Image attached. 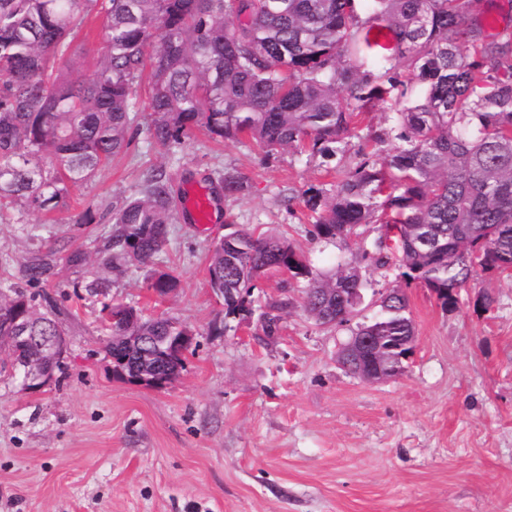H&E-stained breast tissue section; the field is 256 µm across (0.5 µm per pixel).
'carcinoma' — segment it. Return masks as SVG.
Wrapping results in <instances>:
<instances>
[{"label": "carcinoma", "instance_id": "obj_1", "mask_svg": "<svg viewBox=\"0 0 512 512\" xmlns=\"http://www.w3.org/2000/svg\"><path fill=\"white\" fill-rule=\"evenodd\" d=\"M482 0H0V210L17 204L50 212L70 189L124 152L139 130L138 89L148 79L146 133L170 151L193 130L328 161L349 151L359 114L380 103L391 125L371 130L374 150L355 151L332 188L311 186L303 202L317 214L310 236L338 245L362 225H400L393 257L383 236L361 259L395 260L406 283L432 291L446 309L480 273L512 269V27L489 33ZM104 17V53L82 73L70 66L84 15ZM396 47L376 58L374 27ZM248 187L224 174V196ZM173 189L154 168L140 191L112 209L101 264L149 263L174 223ZM273 270L307 282L312 314L326 288H365L361 267L313 273L288 240L250 228L224 235L209 274L226 315L247 311L257 282ZM281 300L262 314L279 329ZM399 295L352 335H415ZM148 351L170 377L182 325L152 320ZM116 375L132 374L140 351L108 344Z\"/></svg>", "mask_w": 512, "mask_h": 512}]
</instances>
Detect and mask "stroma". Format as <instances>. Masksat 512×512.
<instances>
[{
	"mask_svg": "<svg viewBox=\"0 0 512 512\" xmlns=\"http://www.w3.org/2000/svg\"><path fill=\"white\" fill-rule=\"evenodd\" d=\"M352 162L268 153L201 130L162 153L141 131L56 211L1 213L0 289L23 283L27 262L49 263L36 304L58 319L66 348L42 387L0 373V512H512V271L480 274L447 310L398 266L366 267L368 290H403L415 327L403 372L382 382L338 364L350 326L316 324L282 274L260 280L245 322L226 315L209 285L211 251L233 224L287 236L322 274L360 253L376 225L343 247L314 241L301 200ZM159 166L178 194L228 171L250 188L215 202L205 227L176 209L162 251L112 276L99 262L110 210ZM86 213L92 222L80 223ZM76 250L85 266L69 265ZM160 272L179 280L161 299L150 286ZM95 279L103 288L91 296ZM288 295L279 331L265 335L257 312ZM108 301L193 331L174 381L155 388L115 376L100 314Z\"/></svg>",
	"mask_w": 512,
	"mask_h": 512,
	"instance_id": "35a3bbf8",
	"label": "stroma"
}]
</instances>
